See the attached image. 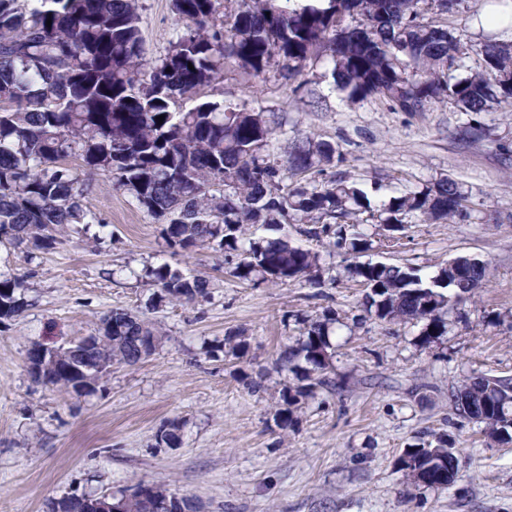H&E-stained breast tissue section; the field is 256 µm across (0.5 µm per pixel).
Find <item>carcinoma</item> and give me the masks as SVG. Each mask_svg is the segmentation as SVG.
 Returning a JSON list of instances; mask_svg holds the SVG:
<instances>
[{
  "mask_svg": "<svg viewBox=\"0 0 512 512\" xmlns=\"http://www.w3.org/2000/svg\"><path fill=\"white\" fill-rule=\"evenodd\" d=\"M240 0L230 18L219 14L221 0H172L176 38L162 56L146 57L138 0H0V240L15 247L46 248L73 224H94L83 205L87 185L65 164L78 156L90 170L112 177L138 204L166 224V247L176 254L196 247L219 249L240 260L233 268L242 281L271 285L304 279L323 281L320 254L292 244L288 234L255 239L250 228L273 231L299 224V233L355 252L367 246L352 218L371 208L356 183L306 177L344 161L328 141L297 139L282 157L271 150L277 127L262 112L220 100L180 109V101L222 78L232 60L254 77L272 65L288 80L311 58L332 64L333 84L351 100L376 97L400 112H423L445 97L461 111L479 115L512 98V48L485 44L476 50L483 67L448 82L464 52L454 32L420 20V0ZM412 67L413 75L406 73ZM164 116L163 122L156 117ZM466 198L458 184L441 179L381 203L379 223L393 242L404 231L403 216L423 223L461 214ZM348 274L374 290L366 296L378 319L421 326L426 342L446 332L443 309L452 288L472 295L489 275L488 263L467 257L428 279L412 267L381 262L354 263ZM161 290L160 299L194 301L208 295L209 283L163 263L145 270ZM27 306L12 277L0 275V320ZM332 319L309 325L298 347L277 364L301 372L307 384L288 389L276 424L288 428L302 400L315 389L333 390L328 360ZM151 339L155 354L162 334L133 313L113 309L102 319L93 347L101 369L141 362L128 341L129 328ZM33 378L67 394L91 385L61 362ZM458 415L481 423L492 441H512V382L475 376L451 392ZM157 441L174 446L181 425L171 421ZM448 439L436 449H417L431 465V487L454 477Z\"/></svg>",
  "mask_w": 512,
  "mask_h": 512,
  "instance_id": "cac0c4a2",
  "label": "carcinoma"
}]
</instances>
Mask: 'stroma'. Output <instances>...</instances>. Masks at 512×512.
<instances>
[{"instance_id": "stroma-1", "label": "stroma", "mask_w": 512, "mask_h": 512, "mask_svg": "<svg viewBox=\"0 0 512 512\" xmlns=\"http://www.w3.org/2000/svg\"><path fill=\"white\" fill-rule=\"evenodd\" d=\"M488 0H462L438 13L422 0L425 21L447 26L465 55L459 75L480 69L479 46L512 43L505 31L480 25ZM148 56L165 54L176 37L172 0H139ZM282 125L278 147L325 140L339 148L336 176L362 184L372 205L444 178L467 197L457 222L407 218L389 243L369 213L359 216L371 241L346 255L328 241L293 242L318 251L324 287L304 280L276 286L239 281L221 251L171 254L163 226L102 172L80 158L68 164L89 185L84 198L97 219L84 232L68 229L50 248L0 243V271L18 278L27 307L0 322V512H46L73 487L120 490L164 483L200 512H512V444L488 440L481 424L458 416L448 396L475 374L512 380V98L480 114L481 137L466 130L469 115L452 99L423 112H396L380 99L349 100L334 89L331 65L311 60L294 79L275 72L255 78L237 66L201 88ZM458 257L488 261L489 280L444 313L447 331L425 344L418 327L377 319L365 290L346 265L384 262L435 274ZM209 280L207 298L159 300L145 267L162 263ZM125 308L162 328L165 338L137 366L113 365L87 396L36 383L27 351L97 333L102 318ZM332 316L335 391L302 401L288 430L273 413L299 383L275 361L307 325ZM247 338L245 356L214 351L227 336ZM261 381L254 392L249 381ZM177 420L182 440L157 443ZM447 435L458 458L454 483L413 485L397 460L412 444Z\"/></svg>"}]
</instances>
